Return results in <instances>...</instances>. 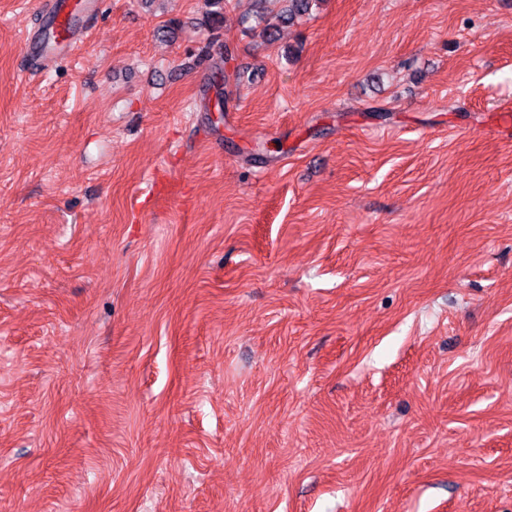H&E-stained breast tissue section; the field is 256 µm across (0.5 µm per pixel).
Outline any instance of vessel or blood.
<instances>
[{
  "mask_svg": "<svg viewBox=\"0 0 512 512\" xmlns=\"http://www.w3.org/2000/svg\"><path fill=\"white\" fill-rule=\"evenodd\" d=\"M101 10L102 0H51V19L30 36L26 44L27 53L36 59L71 54L79 46L77 34L82 19Z\"/></svg>",
  "mask_w": 512,
  "mask_h": 512,
  "instance_id": "obj_1",
  "label": "vessel or blood"
}]
</instances>
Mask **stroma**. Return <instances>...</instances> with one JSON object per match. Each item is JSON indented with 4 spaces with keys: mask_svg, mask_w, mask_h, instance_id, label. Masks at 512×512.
<instances>
[{
    "mask_svg": "<svg viewBox=\"0 0 512 512\" xmlns=\"http://www.w3.org/2000/svg\"><path fill=\"white\" fill-rule=\"evenodd\" d=\"M46 2L0 0V512H512V0H105L37 64Z\"/></svg>",
    "mask_w": 512,
    "mask_h": 512,
    "instance_id": "35a3bbf8",
    "label": "stroma"
}]
</instances>
